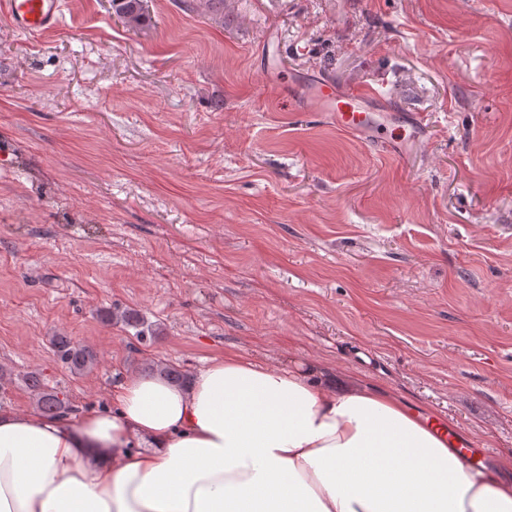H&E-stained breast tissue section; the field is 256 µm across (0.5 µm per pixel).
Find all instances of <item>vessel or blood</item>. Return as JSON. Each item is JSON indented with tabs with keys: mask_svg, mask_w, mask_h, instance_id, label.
Returning a JSON list of instances; mask_svg holds the SVG:
<instances>
[{
	"mask_svg": "<svg viewBox=\"0 0 512 512\" xmlns=\"http://www.w3.org/2000/svg\"><path fill=\"white\" fill-rule=\"evenodd\" d=\"M64 0H0V14L5 15L18 31L38 35L59 26ZM306 111L327 112L339 128L353 133L378 131L379 110L372 94L361 90L339 91L327 80H314L302 98ZM449 445L467 459L481 462L485 457L474 441L455 427H448Z\"/></svg>",
	"mask_w": 512,
	"mask_h": 512,
	"instance_id": "1",
	"label": "vessel or blood"
}]
</instances>
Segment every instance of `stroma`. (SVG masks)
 I'll list each match as a JSON object with an SVG mask.
<instances>
[{"mask_svg": "<svg viewBox=\"0 0 512 512\" xmlns=\"http://www.w3.org/2000/svg\"><path fill=\"white\" fill-rule=\"evenodd\" d=\"M144 8L65 0L34 37L0 16V407L35 409L31 372L80 414L237 355L511 452L512 0ZM322 77L384 94L380 137L298 111ZM54 336L99 364L71 374ZM118 1V4L114 2ZM115 12L119 14L130 27H138L146 21L142 9V0H112Z\"/></svg>", "mask_w": 512, "mask_h": 512, "instance_id": "stroma-1", "label": "stroma"}]
</instances>
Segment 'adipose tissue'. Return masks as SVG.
I'll return each instance as SVG.
<instances>
[{"label": "adipose tissue", "instance_id": "adipose-tissue-1", "mask_svg": "<svg viewBox=\"0 0 512 512\" xmlns=\"http://www.w3.org/2000/svg\"><path fill=\"white\" fill-rule=\"evenodd\" d=\"M114 410L0 407V512H512V459L473 468L388 393L238 356L184 386L119 377Z\"/></svg>", "mask_w": 512, "mask_h": 512}]
</instances>
